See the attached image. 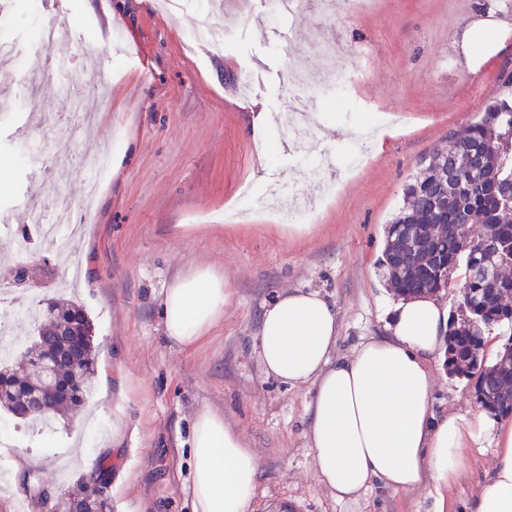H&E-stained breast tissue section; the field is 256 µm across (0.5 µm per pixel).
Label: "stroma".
Returning <instances> with one entry per match:
<instances>
[{
    "mask_svg": "<svg viewBox=\"0 0 512 512\" xmlns=\"http://www.w3.org/2000/svg\"><path fill=\"white\" fill-rule=\"evenodd\" d=\"M58 0L72 37L46 50L30 49L37 25L46 23L43 0H19L0 35L24 53L18 66L42 71L49 55L64 72L47 74L56 90L26 91L19 78L0 88V212L15 214L0 225V274L15 260H48L51 273L33 286L36 300L53 296L68 275L60 259L27 244L25 203L50 206L57 193L81 201L89 165L55 171L58 153L91 155L111 145L109 168L95 209L77 239L73 261L82 276L71 294L93 324L98 371L87 409L39 435L0 411V424L17 438L9 472L12 492L0 494V512H15L16 499L44 512L42 491L79 495L77 477L97 456L112 460L106 495L112 512H192L189 440L204 408L240 430L258 464L252 512H418L426 489L393 493L371 488L357 501L337 500L312 472L304 436L307 394L267 377L254 349L262 312L281 291H315L336 308L339 353L364 336H381L389 321L388 275L378 264L386 228L398 213L403 188L450 131L479 119L498 91V74L512 54L471 70L454 44L456 32L476 19L480 0H374L363 12L323 17L304 5L293 15L272 16L271 0H183L178 15L160 0ZM224 25L220 46H188L186 32L199 13ZM291 46L275 40L280 26ZM327 27L338 49L307 106L330 133L340 174L333 194L326 180L286 145L279 123L294 95L293 78L309 73L317 56L313 38ZM125 42L123 55L101 64L108 33ZM255 78L240 87L247 69ZM351 105L339 111L336 97ZM398 114L391 136L366 162L350 167L352 144L363 133L362 111ZM92 112L94 132L77 140L70 126L37 127L43 115ZM271 118L252 133L255 113ZM313 201L308 229H290L283 182ZM272 201L273 210L227 224L232 210L247 207L242 190ZM200 267L227 275L231 299L220 320L190 347L173 345L160 313L165 289ZM440 368L434 398L438 411L478 412L475 380L450 386ZM68 461L72 476L56 482L53 469Z\"/></svg>",
    "mask_w": 512,
    "mask_h": 512,
    "instance_id": "obj_1",
    "label": "stroma"
}]
</instances>
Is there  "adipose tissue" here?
Here are the masks:
<instances>
[{"instance_id":"adipose-tissue-1","label":"adipose tissue","mask_w":512,"mask_h":512,"mask_svg":"<svg viewBox=\"0 0 512 512\" xmlns=\"http://www.w3.org/2000/svg\"><path fill=\"white\" fill-rule=\"evenodd\" d=\"M455 44L473 70L512 53V13L502 0H483ZM230 297L228 279L210 269L177 278L162 298L166 337L196 343ZM394 311L388 335L362 338L345 356L336 353V311L318 293L282 292L262 314L254 347L266 375L310 392L305 436L314 474L341 501L375 485L393 492L424 485L428 512H455L451 490L468 472V449L488 448L491 461L467 512H512V420L435 407L447 306L423 293L399 298ZM190 450L193 512H250L258 466L242 435L205 409L192 423Z\"/></svg>"}]
</instances>
